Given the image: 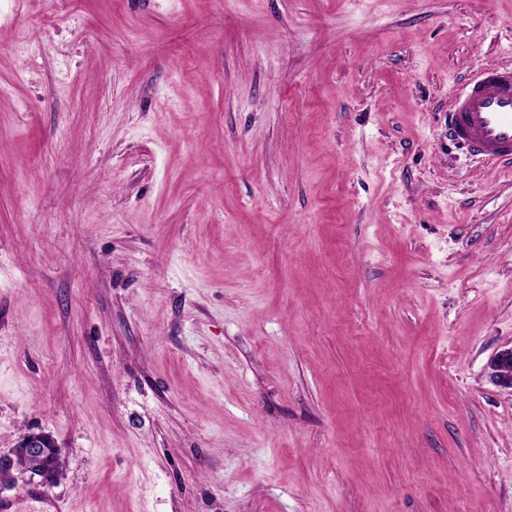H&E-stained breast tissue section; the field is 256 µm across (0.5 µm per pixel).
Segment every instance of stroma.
Listing matches in <instances>:
<instances>
[{
  "label": "stroma",
  "instance_id": "stroma-1",
  "mask_svg": "<svg viewBox=\"0 0 512 512\" xmlns=\"http://www.w3.org/2000/svg\"><path fill=\"white\" fill-rule=\"evenodd\" d=\"M487 64L512 0H0V451L69 512H512ZM448 135L481 161L512 164V66L484 65L451 97ZM492 379L501 388L512 392V347L499 351L491 362ZM51 454L60 461L64 460V448L50 433L41 430L28 431L20 437L15 448H11L6 453L0 452V470L19 468L18 470L29 473L30 479L34 480L35 477H39L40 484L50 485L58 480L56 475H42L37 469H20L17 465V458L22 456L34 465ZM55 457L50 456L45 459L42 466L48 472L60 473L63 464Z\"/></svg>",
  "mask_w": 512,
  "mask_h": 512
}]
</instances>
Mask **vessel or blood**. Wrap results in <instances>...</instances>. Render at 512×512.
I'll return each instance as SVG.
<instances>
[{"mask_svg": "<svg viewBox=\"0 0 512 512\" xmlns=\"http://www.w3.org/2000/svg\"><path fill=\"white\" fill-rule=\"evenodd\" d=\"M448 134L479 160L512 164V66L481 67L451 97Z\"/></svg>", "mask_w": 512, "mask_h": 512, "instance_id": "obj_1", "label": "vessel or blood"}]
</instances>
